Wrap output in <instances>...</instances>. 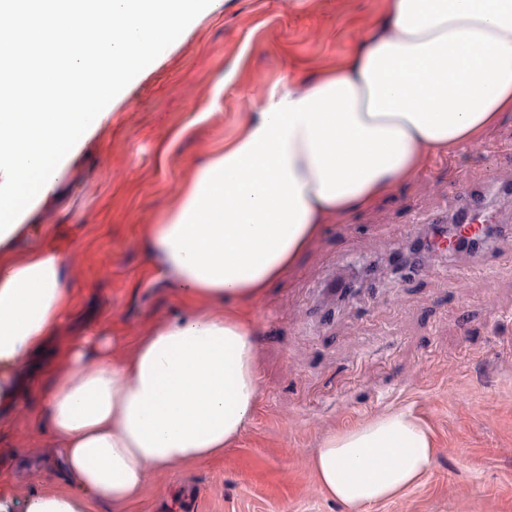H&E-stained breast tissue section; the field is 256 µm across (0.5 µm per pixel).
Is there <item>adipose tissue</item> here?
Returning a JSON list of instances; mask_svg holds the SVG:
<instances>
[{"instance_id": "obj_1", "label": "adipose tissue", "mask_w": 512, "mask_h": 512, "mask_svg": "<svg viewBox=\"0 0 512 512\" xmlns=\"http://www.w3.org/2000/svg\"><path fill=\"white\" fill-rule=\"evenodd\" d=\"M218 0H0V407L66 319L59 237L13 255L35 202L108 119L97 105ZM303 89L271 92L146 225L149 281L185 314L116 355L103 331L70 345L29 419L76 493L25 512H129L151 471L222 456L259 399L249 302L281 280L323 224L478 141L512 112V0H388L375 29ZM438 453L408 411L329 435L310 464L321 492L366 512L421 485Z\"/></svg>"}]
</instances>
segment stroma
Returning a JSON list of instances; mask_svg holds the SVG:
<instances>
[{"label":"stroma","mask_w":512,"mask_h":512,"mask_svg":"<svg viewBox=\"0 0 512 512\" xmlns=\"http://www.w3.org/2000/svg\"><path fill=\"white\" fill-rule=\"evenodd\" d=\"M387 0H223L113 98L104 130L66 163L67 177L29 218L41 230L14 256L61 232L71 251L70 318L37 367H59L74 339L104 328L118 354L182 313L177 294L143 281L142 230L223 150L272 90L335 66L366 36ZM512 181V114L475 145L434 158L373 206L328 224L277 288L251 310L259 399L221 458L154 472L132 512H343L320 491L310 458L329 434L390 411L427 423L438 453L426 481L368 512H512V238L493 239L487 275L465 253L425 255L428 275L388 272L398 243L426 236L427 216L453 211L460 183L490 172ZM371 269L349 301L324 291ZM0 470L17 502L66 489L52 439L25 402L0 415Z\"/></svg>","instance_id":"obj_1"}]
</instances>
